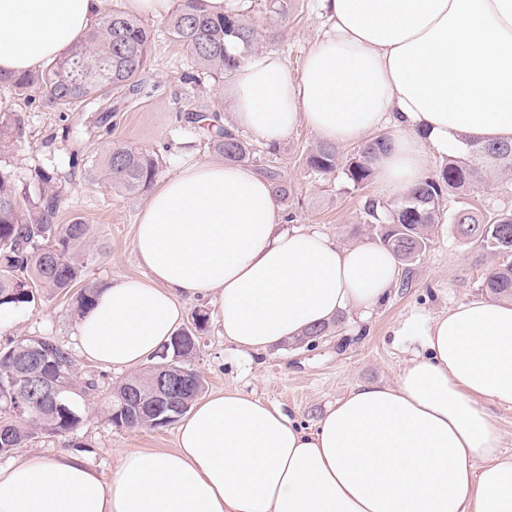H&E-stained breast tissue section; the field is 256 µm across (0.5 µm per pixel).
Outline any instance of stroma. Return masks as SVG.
<instances>
[{"label": "stroma", "mask_w": 512, "mask_h": 512, "mask_svg": "<svg viewBox=\"0 0 512 512\" xmlns=\"http://www.w3.org/2000/svg\"><path fill=\"white\" fill-rule=\"evenodd\" d=\"M241 11L256 33L255 49L279 55L293 69H300L319 38L323 20L317 0H288L286 15L267 7V0H243ZM164 18L151 26L156 35L151 44L145 78L153 91L146 96L113 94V113L107 128L97 125L96 105L84 102L60 109L27 102L24 96L0 87V106L22 113L25 133L9 151L0 153V170L8 172L27 201H36L45 184L41 173L62 175L63 203L56 215L59 224L81 217L89 224L90 259L86 279L98 286L108 280L140 279L144 276L133 248L137 215L146 201L114 192L100 171L85 172L68 167L71 153L98 157L107 142L130 144L157 153L161 177L194 159H214L204 132L188 118L189 112L216 113L229 123L231 105L224 99V81L203 77L189 86L186 75L196 67L187 52L164 30ZM319 142L315 132L298 126L276 150L261 148L249 165L255 171L280 173L290 189L281 208L285 224H315L343 246L376 242L364 226L362 204L378 196L375 182L353 187L342 172L311 173L304 164L306 153ZM444 212L453 215L462 207L476 212H512V172L488 175L466 196L448 193ZM494 256L464 243L452 224L437 225L432 245L411 264L388 295L367 319L356 312L338 314L330 333L313 342L295 339L274 347L260 366L249 369L220 336L215 323H208L201 336L196 369L206 392L234 385L256 397L281 405L305 428H313L326 409L354 387L369 383H393L404 361L419 348L418 337L396 338L395 329L418 312L437 314L448 307L483 297L481 283ZM78 320L70 297L41 298L20 309L14 326L0 330V345L26 336H47L75 348ZM79 379L92 378L95 393L82 405V421L76 431L62 436L42 435L12 455H0V464L31 451L50 457L68 449L84 455L101 471H109L130 449L170 450L176 445L175 427L121 429L102 413L104 398L125 373L75 358Z\"/></svg>", "instance_id": "obj_1"}]
</instances>
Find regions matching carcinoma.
Masks as SVG:
<instances>
[{"label":"carcinoma","instance_id":"carcinoma-1","mask_svg":"<svg viewBox=\"0 0 512 512\" xmlns=\"http://www.w3.org/2000/svg\"><path fill=\"white\" fill-rule=\"evenodd\" d=\"M165 30L193 57L198 68L214 75L233 73L241 59L254 47V30L238 11L212 17L198 10L197 0H179L165 24ZM154 32L140 18L117 9H108L100 25L66 55L37 73L0 74V85L19 93L38 94L46 107L70 106L112 90L137 94L142 90L140 75L147 66ZM204 122L209 147L227 163H243L258 152L256 145L220 124L218 115L195 114ZM25 120L18 112L0 111V150L21 138ZM392 145V137L379 134L362 143L356 153L340 163L333 145L320 143L305 157L307 168L316 174H329L342 168L355 187L374 176L378 157ZM467 157L454 158L440 170L412 187L396 203L367 198L363 204L366 227L382 246L401 263H411L432 242L431 231L442 223L445 193L466 194L494 170H512V143L467 144ZM104 170L111 186L124 195L148 191L160 173L157 158L127 144L113 143L94 160ZM279 201L290 196L288 184L275 171H267ZM47 187L31 206L21 204L22 191L12 177L0 171V305L12 303L21 308L47 295H74L75 311L85 313L94 304L99 289L83 283L88 257L90 225L76 217L59 226L54 219L61 204L54 176L43 173ZM458 234L479 249L499 258L485 274L482 287L497 298H512V212L478 214L463 208L453 214ZM165 356L112 387L104 413L115 426L138 429L136 404L130 403L116 415L124 384L140 383L141 394L148 391L153 370L163 365L187 367L175 342L162 347ZM71 393L72 417L60 411H32L27 419L15 421L0 430V455L23 447L39 434L63 435L73 432L82 421L81 403L97 390L94 379L76 380Z\"/></svg>","mask_w":512,"mask_h":512}]
</instances>
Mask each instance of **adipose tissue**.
Instances as JSON below:
<instances>
[{"label": "adipose tissue", "mask_w": 512, "mask_h": 512, "mask_svg": "<svg viewBox=\"0 0 512 512\" xmlns=\"http://www.w3.org/2000/svg\"><path fill=\"white\" fill-rule=\"evenodd\" d=\"M327 30L293 70L255 52L225 86L235 126L273 145L305 124L348 145L383 123V192L423 180L469 141L512 142V0H320ZM103 0H0V73L36 71L99 25ZM133 248L147 276L103 285L76 326L90 362L153 361L206 299L247 363L366 310L400 267L377 244L287 228L249 166L199 160L147 198ZM393 384L353 388L302 427L227 387L180 420L171 450L134 448L102 473L70 451L0 465V512H512V456L487 404L512 406V302L426 318Z\"/></svg>", "instance_id": "obj_1"}]
</instances>
